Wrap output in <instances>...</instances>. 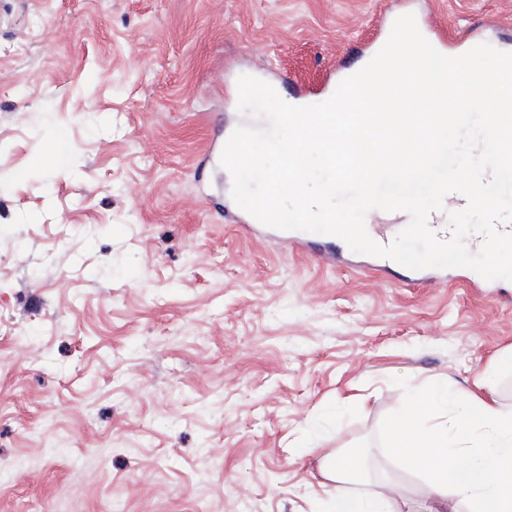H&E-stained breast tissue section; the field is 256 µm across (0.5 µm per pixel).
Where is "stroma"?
<instances>
[{
    "mask_svg": "<svg viewBox=\"0 0 512 512\" xmlns=\"http://www.w3.org/2000/svg\"><path fill=\"white\" fill-rule=\"evenodd\" d=\"M407 13L512 52V0H0V512H311L432 380L512 405V281L289 253L200 165L239 76L321 102Z\"/></svg>",
    "mask_w": 512,
    "mask_h": 512,
    "instance_id": "35a3bbf8",
    "label": "stroma"
}]
</instances>
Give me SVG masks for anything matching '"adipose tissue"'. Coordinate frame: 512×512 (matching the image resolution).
<instances>
[{"label": "adipose tissue", "mask_w": 512, "mask_h": 512, "mask_svg": "<svg viewBox=\"0 0 512 512\" xmlns=\"http://www.w3.org/2000/svg\"><path fill=\"white\" fill-rule=\"evenodd\" d=\"M391 457L422 474L426 512H512V407L494 397L452 393L433 381L392 426ZM361 448L323 456L321 474L336 489L317 512H402L403 486L392 476L351 489V459Z\"/></svg>", "instance_id": "1"}]
</instances>
